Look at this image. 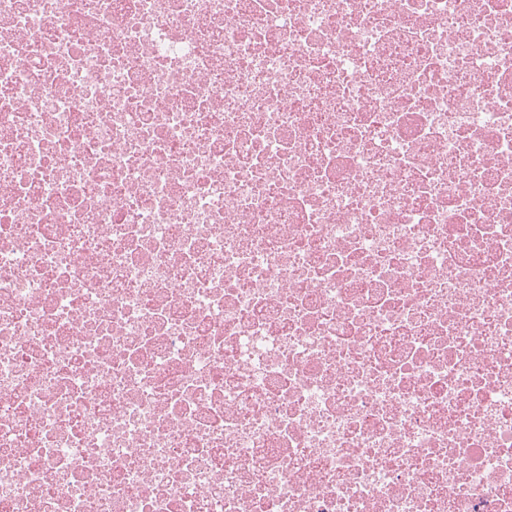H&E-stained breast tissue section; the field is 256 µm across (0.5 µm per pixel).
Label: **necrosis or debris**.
Instances as JSON below:
<instances>
[{"label": "necrosis or debris", "mask_w": 512, "mask_h": 512, "mask_svg": "<svg viewBox=\"0 0 512 512\" xmlns=\"http://www.w3.org/2000/svg\"><path fill=\"white\" fill-rule=\"evenodd\" d=\"M0 512H512V0H0Z\"/></svg>", "instance_id": "4bbe7bcc"}]
</instances>
